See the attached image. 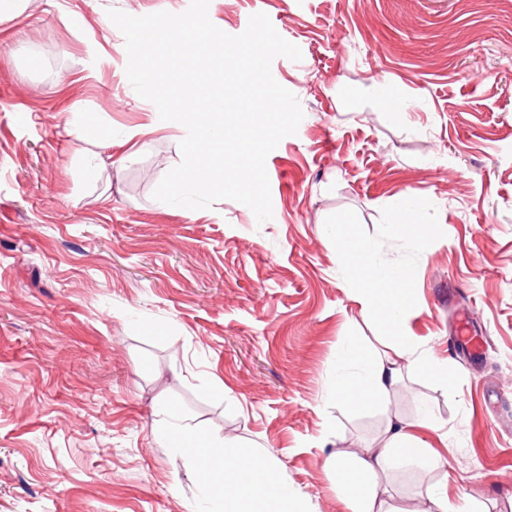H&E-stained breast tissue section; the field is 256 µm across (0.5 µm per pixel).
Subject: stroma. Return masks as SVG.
<instances>
[{"label": "stroma", "instance_id": "stroma-1", "mask_svg": "<svg viewBox=\"0 0 512 512\" xmlns=\"http://www.w3.org/2000/svg\"><path fill=\"white\" fill-rule=\"evenodd\" d=\"M189 0H12L0 22V512H198L207 482L158 404L258 448L302 512H353L328 459L427 414L443 468L395 460L393 504L512 512V0H210L266 13L304 117L267 157L273 217L153 197L186 134L129 83L108 16ZM425 240L393 231L400 211ZM415 275L401 318L444 384L404 370L366 411L330 398L348 339L385 357L338 217Z\"/></svg>", "mask_w": 512, "mask_h": 512}]
</instances>
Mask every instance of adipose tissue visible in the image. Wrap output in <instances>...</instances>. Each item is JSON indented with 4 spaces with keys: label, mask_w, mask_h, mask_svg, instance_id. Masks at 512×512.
I'll return each mask as SVG.
<instances>
[{
    "label": "adipose tissue",
    "mask_w": 512,
    "mask_h": 512,
    "mask_svg": "<svg viewBox=\"0 0 512 512\" xmlns=\"http://www.w3.org/2000/svg\"><path fill=\"white\" fill-rule=\"evenodd\" d=\"M336 248L355 280L362 314L379 320L393 339L392 357L373 365L368 362L369 351L361 344H352L348 358L363 371L357 377L338 380L331 389L337 400L351 408L368 409L388 400L403 368L414 357L412 338L399 334L396 326L398 315L411 305L413 277L406 273L393 278L378 269L363 239L340 232ZM166 415L167 425L160 439L191 449L194 464L207 473L211 488H223L224 512H300V504L281 486L276 464L258 449L240 446L224 452L223 438L192 432L174 410H167ZM397 458L423 459L434 468L443 464L441 455L393 424L382 446L337 457L331 469L337 487L360 505L361 512H383L376 505L374 478Z\"/></svg>",
    "instance_id": "1"
}]
</instances>
